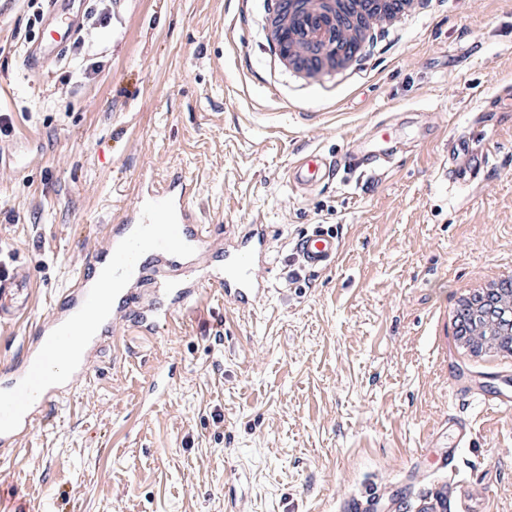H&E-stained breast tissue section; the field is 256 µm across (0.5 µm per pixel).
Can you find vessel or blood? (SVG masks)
<instances>
[{"mask_svg":"<svg viewBox=\"0 0 512 512\" xmlns=\"http://www.w3.org/2000/svg\"><path fill=\"white\" fill-rule=\"evenodd\" d=\"M75 0H46L51 21V40L34 43L27 57L44 67L54 62L79 29L80 13ZM392 151L383 143L366 157L348 154L351 163H363L372 179L389 170ZM337 159L313 151L290 168L295 188L309 189L333 176ZM488 165L477 139L464 135L448 142V165L444 175L450 182L472 183ZM268 227L247 224L233 241L217 248L206 225L200 224L187 192L186 179L176 172L160 184L141 185L137 204L123 223L115 225L99 253L67 288L61 302L40 330L26 340L21 358L0 366V449L10 450L18 437L42 424L53 406L87 380L108 340L116 339L115 328L124 325L149 334L169 323L173 305L192 300L203 285L217 286L225 302L247 308L270 291L268 279L257 267L269 266ZM344 251L341 236L315 227L291 241L293 261L299 267L324 272L336 267ZM223 254L224 265L212 268L208 259ZM30 287L26 267L15 265L0 272V318L15 315ZM85 322L81 339L72 331ZM453 393L485 409L512 404V388L488 387L481 382L455 377ZM474 428L468 416H448V456L469 447ZM447 498L430 497L420 512H473L467 489L448 480Z\"/></svg>","mask_w":512,"mask_h":512,"instance_id":"vessel-or-blood-1","label":"vessel or blood"}]
</instances>
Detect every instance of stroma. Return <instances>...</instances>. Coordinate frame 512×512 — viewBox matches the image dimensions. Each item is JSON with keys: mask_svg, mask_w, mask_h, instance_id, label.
<instances>
[{"mask_svg": "<svg viewBox=\"0 0 512 512\" xmlns=\"http://www.w3.org/2000/svg\"><path fill=\"white\" fill-rule=\"evenodd\" d=\"M275 0H124L80 36L99 64L30 68L27 0H0V259L28 268L25 311L0 320L13 360L121 223L142 173L179 172L212 235L270 230L271 291L246 311L206 286L154 335L104 351L51 422L0 454V484L34 512H337L372 493L416 512L455 475L472 504L512 512V405L466 409L470 447L448 464V371L497 385L445 316L466 285L512 260V0H410L371 25L342 68L295 72L267 37ZM390 133L373 182L339 170L299 193L289 169ZM488 156L474 184L446 180L450 138ZM345 242L337 268L293 263L313 225ZM175 388L151 417L157 369Z\"/></svg>", "mask_w": 512, "mask_h": 512, "instance_id": "stroma-1", "label": "stroma"}]
</instances>
